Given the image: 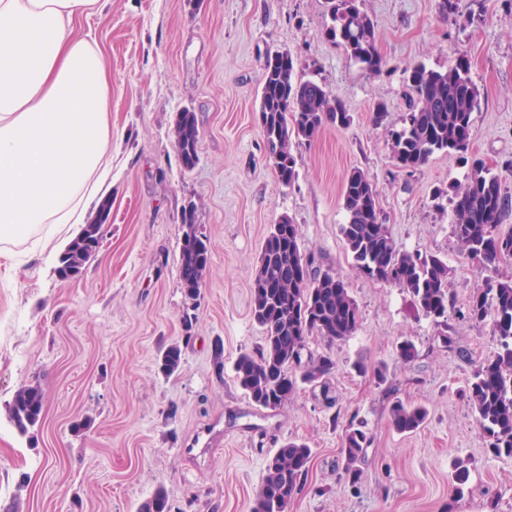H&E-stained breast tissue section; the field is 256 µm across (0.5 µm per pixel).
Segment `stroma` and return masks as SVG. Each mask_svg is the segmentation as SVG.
<instances>
[{"instance_id":"1","label":"stroma","mask_w":512,"mask_h":512,"mask_svg":"<svg viewBox=\"0 0 512 512\" xmlns=\"http://www.w3.org/2000/svg\"><path fill=\"white\" fill-rule=\"evenodd\" d=\"M379 33L382 73L368 75L326 35V0H106L79 28L105 51L112 81L110 223L98 253L74 279L32 244L0 254V503L19 512H138L157 489L172 512H251L266 463L289 438L313 459L288 512H512V458L495 455L465 396L475 368L497 351L485 325L448 316L443 329L410 294L359 273L340 226L347 173L376 184L398 247L447 261L458 304L512 262L484 270L461 250L446 195L463 183L458 157L434 153L413 172L397 168L391 131L407 111L408 71L447 70L466 56L481 93L470 149L512 197V0H459L462 21L439 0H361ZM291 53L296 76L326 86L352 116L315 141H294L298 176L279 183L258 122L267 56ZM388 115L375 124L376 104ZM194 111L199 161L180 165L172 130ZM194 206L210 264L196 299L179 278L181 212ZM289 216L305 253L347 282L361 320L346 343L309 337L335 368L300 385L274 410L253 405L233 363L262 333L250 286L271 224ZM411 340L413 360L396 346ZM180 345L177 373L158 367ZM223 355H216V345ZM370 365L360 374L356 362ZM386 364L379 383L374 365ZM24 384L44 393V419L19 436L4 408ZM428 410L424 426L396 433L395 400ZM371 438L359 480L345 478L340 438L349 422ZM467 461L462 493L453 463Z\"/></svg>"}]
</instances>
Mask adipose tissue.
<instances>
[{
    "instance_id": "1",
    "label": "adipose tissue",
    "mask_w": 512,
    "mask_h": 512,
    "mask_svg": "<svg viewBox=\"0 0 512 512\" xmlns=\"http://www.w3.org/2000/svg\"><path fill=\"white\" fill-rule=\"evenodd\" d=\"M99 0H0V244L55 253L112 171L108 61L75 32Z\"/></svg>"
}]
</instances>
